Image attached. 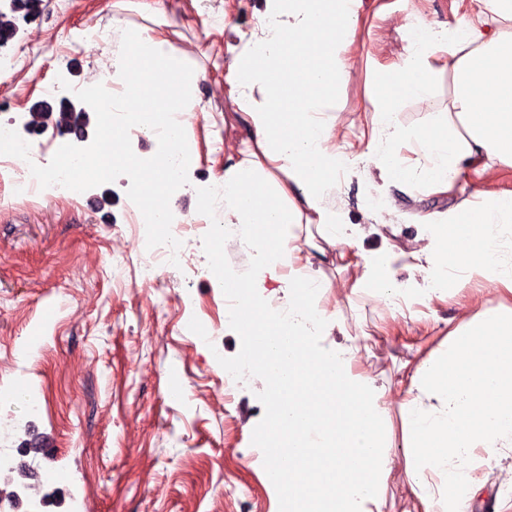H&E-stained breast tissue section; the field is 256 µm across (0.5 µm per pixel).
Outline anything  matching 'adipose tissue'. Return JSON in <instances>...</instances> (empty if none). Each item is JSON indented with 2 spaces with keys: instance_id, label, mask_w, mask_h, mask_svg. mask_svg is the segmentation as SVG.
Wrapping results in <instances>:
<instances>
[{
  "instance_id": "adipose-tissue-1",
  "label": "adipose tissue",
  "mask_w": 512,
  "mask_h": 512,
  "mask_svg": "<svg viewBox=\"0 0 512 512\" xmlns=\"http://www.w3.org/2000/svg\"><path fill=\"white\" fill-rule=\"evenodd\" d=\"M486 19L459 24L447 51L454 61L453 110L465 132L439 127L409 135L427 157L428 174L450 183L468 157L512 166V34L490 29L488 16L512 20V0H482ZM342 0H268L260 16L261 35L246 43L229 67L228 103L242 110L250 139L224 148V221L254 242L263 260L257 280H234L241 299L232 324L242 335V359L270 383L264 447L271 463L267 480L278 491L281 512H366L382 506L394 460L381 451L379 396L369 378L353 375L344 352L311 345L324 319L314 306L316 285L300 264L292 231L303 214L323 230L330 244L352 247L336 237L339 218L323 204L326 180L340 157L335 119H323L327 94L344 76L336 46L351 26ZM416 49L393 76L394 93L427 97L433 75L427 63L436 34L426 24L407 28ZM191 53L159 29L127 32L121 54L100 81L113 85V143L129 128L161 131L151 157H129L135 181L151 185L146 209L154 223L168 221L156 199L188 182L196 147L179 113L198 105V75ZM260 91L252 108L247 99ZM286 175L269 180L267 166ZM512 223V193L474 207L451 210L432 227L421 272L455 260L471 276L495 275L512 286V268L500 260L495 232ZM288 291V306L274 304L269 283ZM431 406H412L408 424L412 448L424 466L443 472L449 484L468 480L475 450L494 455L512 447V313L488 307L448 337L437 360L423 362L414 378Z\"/></svg>"
}]
</instances>
